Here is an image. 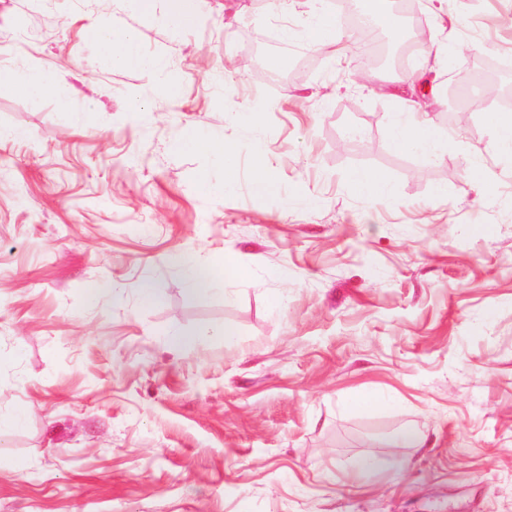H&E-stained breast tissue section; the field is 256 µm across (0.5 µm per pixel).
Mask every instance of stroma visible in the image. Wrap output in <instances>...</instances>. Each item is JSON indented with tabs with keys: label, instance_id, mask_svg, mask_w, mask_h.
I'll return each instance as SVG.
<instances>
[{
	"label": "stroma",
	"instance_id": "35a3bbf8",
	"mask_svg": "<svg viewBox=\"0 0 512 512\" xmlns=\"http://www.w3.org/2000/svg\"><path fill=\"white\" fill-rule=\"evenodd\" d=\"M310 9L204 0L183 31L163 0L147 15L0 0V70L69 91L0 81V350L20 352L0 413L29 410L0 428V512H512V155L483 119L512 96V0H423L430 41L454 37L432 74L445 105L361 63L378 28L337 59L297 35L294 69L266 76L257 46ZM115 23L158 77L100 53L95 30ZM401 97L450 132L439 159L392 148ZM186 131L237 141L234 190L200 186L221 173L207 150L172 149ZM259 145L266 195L250 188ZM477 161L490 190L467 178ZM358 170L382 172L392 200L360 198ZM177 254L215 290L190 294ZM173 330L204 340L175 350ZM360 389L385 406L347 408ZM404 426L422 447L389 444ZM365 458L381 469L351 489ZM6 78L9 79L16 88L31 97L40 96L44 90L51 85L56 87L58 97L61 100L65 101L68 98L67 90L61 85L54 83L50 75L38 73L32 68L13 69L6 74Z\"/></svg>",
	"mask_w": 512,
	"mask_h": 512
}]
</instances>
